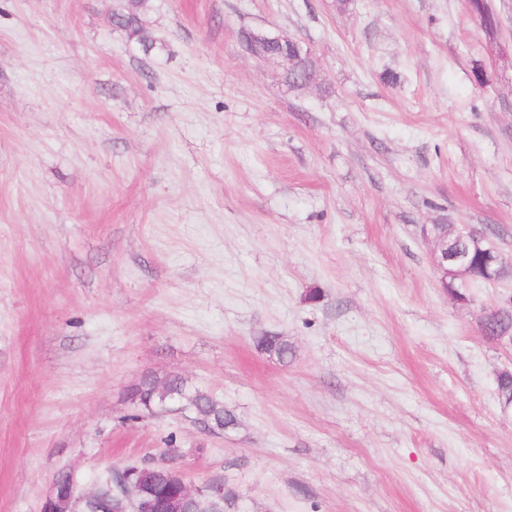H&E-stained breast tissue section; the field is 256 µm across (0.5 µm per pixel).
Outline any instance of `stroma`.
Instances as JSON below:
<instances>
[{
    "label": "stroma",
    "mask_w": 512,
    "mask_h": 512,
    "mask_svg": "<svg viewBox=\"0 0 512 512\" xmlns=\"http://www.w3.org/2000/svg\"><path fill=\"white\" fill-rule=\"evenodd\" d=\"M117 2L0 0V512L170 434L238 512H512V343L481 330L512 279L456 300L426 233L512 260V0L494 33L467 0H149L147 54ZM146 373L236 427L133 418ZM257 346L270 356H275L282 364H288L293 357L292 345L284 336H261L257 340Z\"/></svg>",
    "instance_id": "stroma-1"
}]
</instances>
